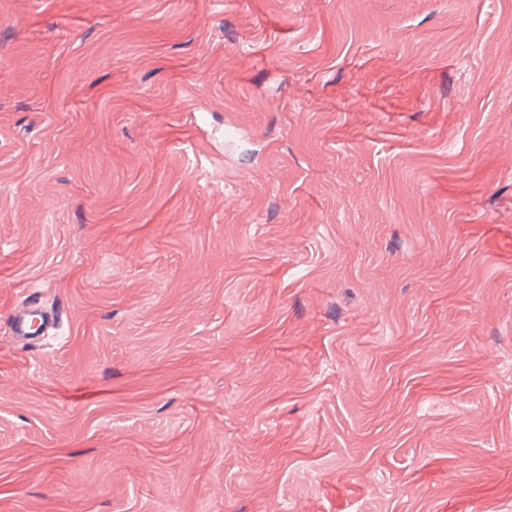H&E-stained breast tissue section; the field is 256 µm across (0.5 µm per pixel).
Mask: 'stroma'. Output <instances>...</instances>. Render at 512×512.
I'll use <instances>...</instances> for the list:
<instances>
[{"instance_id":"stroma-1","label":"stroma","mask_w":512,"mask_h":512,"mask_svg":"<svg viewBox=\"0 0 512 512\" xmlns=\"http://www.w3.org/2000/svg\"><path fill=\"white\" fill-rule=\"evenodd\" d=\"M0 512H512V0H0ZM34 307L33 304L27 305L26 310L15 312L12 315V329L16 336L28 338L37 331L33 324L34 317H31L35 312H39L40 320L38 327L42 329V332H47L56 327L57 319L52 313L46 310H39L38 308L33 309Z\"/></svg>"}]
</instances>
